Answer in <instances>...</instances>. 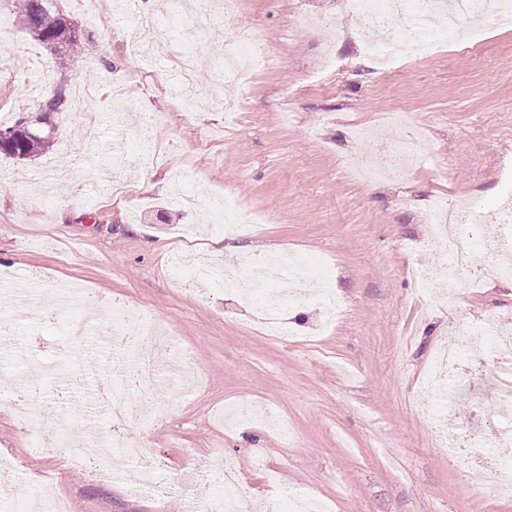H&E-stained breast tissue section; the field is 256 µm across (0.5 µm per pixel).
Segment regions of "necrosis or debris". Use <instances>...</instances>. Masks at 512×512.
I'll list each match as a JSON object with an SVG mask.
<instances>
[{"mask_svg": "<svg viewBox=\"0 0 512 512\" xmlns=\"http://www.w3.org/2000/svg\"><path fill=\"white\" fill-rule=\"evenodd\" d=\"M182 3L183 0H167L169 24L161 31L154 28L149 15L142 13L135 17L132 45L138 54L160 59L173 42L174 30L193 26L194 17L184 13ZM246 6L247 0H224V52L241 56L248 62L244 70L221 68V78L232 83H247L248 72L256 71L262 58L254 28L238 20ZM348 9L359 24L364 57L386 68L399 62H422L450 36L464 37L468 53H476L483 24L490 19L511 18L512 0H348ZM436 14L448 15L446 28L432 27L431 18ZM381 28L385 29L386 38L379 42L373 34ZM406 118L405 107L392 111L393 135L380 156L352 157V165L362 172L363 184L379 182L402 172L416 159L417 144L400 134ZM426 221L440 227L437 259L449 280H456L461 272L470 268L475 251L491 249L497 252L498 258L487 265V277L495 281L512 278V261L503 257L505 249L512 247V235L502 230L489 234L481 224V213L476 206L447 213L432 204L427 208ZM172 270L175 278L185 285L202 278L210 280L247 307L273 335L284 338L292 334L291 326L283 317L286 307L302 302L312 304L322 309L328 322L338 319L344 310L341 299L323 273L324 262L320 259L301 262L271 254L259 263L247 255L217 262L180 255L174 258ZM305 281L310 284L306 290L301 287ZM43 303L55 315L72 319L80 336L94 335L96 317L104 306L100 296L78 288L53 289ZM112 339L119 342L121 348L119 371L111 388L90 391L89 406L106 411L114 420L128 423L158 413L159 397L172 399L182 394L184 375L176 363L185 359L186 354L175 336L157 325L149 310L131 315L124 305L113 304ZM477 344L496 365L491 376L494 387L503 395L512 396V331L489 315L477 327L461 322L456 339L438 353L434 371L420 388V406L424 413L434 417L453 412L455 394L471 372V350ZM38 386V380L21 379L11 390L8 402L18 422L35 430L34 448L38 453H52L65 438L77 443L79 452L62 461L63 471L80 470L103 482L116 476L129 490H150L160 497L182 494L184 512H241L244 487L234 461L223 457L209 459L196 474L197 483L220 485L221 498L187 491L184 480L160 479L140 443L85 437L66 427L51 432L37 429ZM482 438L481 429L476 427L471 436L454 445L455 453L469 457L471 482L480 486L491 476L512 482L511 461L502 459L491 448L472 453L474 441Z\"/></svg>", "mask_w": 512, "mask_h": 512, "instance_id": "obj_1", "label": "necrosis or debris"}]
</instances>
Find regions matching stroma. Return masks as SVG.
I'll return each instance as SVG.
<instances>
[{"label":"stroma","instance_id":"35a3bbf8","mask_svg":"<svg viewBox=\"0 0 512 512\" xmlns=\"http://www.w3.org/2000/svg\"><path fill=\"white\" fill-rule=\"evenodd\" d=\"M164 2L109 0L89 18L54 0V13L90 38L77 64L20 29L14 46L0 51V109L12 117L34 111L60 87L70 92L81 83L98 91L86 112L51 117L50 144L40 155H0V269L15 277L34 271L49 288L76 283L106 302L148 308L183 344L187 374L202 382L159 420L110 424L82 408L80 392L84 384L112 380V356L84 358L82 373L61 386L54 370L85 342L60 339L42 309L24 298L0 322V333L36 322L41 345L17 356L0 352V370L14 379L42 376L45 427L72 422L80 431L145 440L163 476L193 474L202 458L233 457L246 489L244 512H283L291 491L322 503L325 512H512V494L491 482L471 485L443 442L467 422L490 367L473 369L455 417L427 420L412 406L434 350L453 341L457 324L492 314L512 328V280L449 290L433 270L439 244L425 222L435 195L475 202L487 224L512 208V27L485 26L480 66L451 41L415 68L378 70L358 52L345 0H323L319 11L345 19L349 36L339 46L330 89L312 94L300 87L325 46L303 23L305 0H249L246 18L273 61L248 93L205 66L194 76V98L177 101L168 90L170 65L127 106L115 82L131 66L130 12H156ZM291 88L299 92L298 117L285 125L279 104ZM226 99L241 103L230 132L220 106ZM398 105L409 111L402 133L418 142V163L401 182L351 180L344 157L377 152ZM91 123L109 142L144 127L157 131L163 157L125 159L126 197L110 193L113 173L99 169L85 140ZM201 149L212 161L192 177L194 206L172 204L173 169ZM224 194L269 219L262 235L223 240L225 253L326 257L328 279L348 304L342 322L326 327L318 308L300 305L284 314L296 334L282 342L253 333L250 315L210 283H173L169 253L189 227L195 246L210 251V202ZM415 268L432 270L429 287L413 279ZM244 399L270 410L274 424L225 429L224 408ZM279 422L289 438L277 432ZM32 444V433L0 401V453L17 462L19 504L41 488L66 499L69 512H173L179 504L119 481L102 488L80 472L52 478L54 456L31 454Z\"/></svg>","mask_w":512,"mask_h":512}]
</instances>
